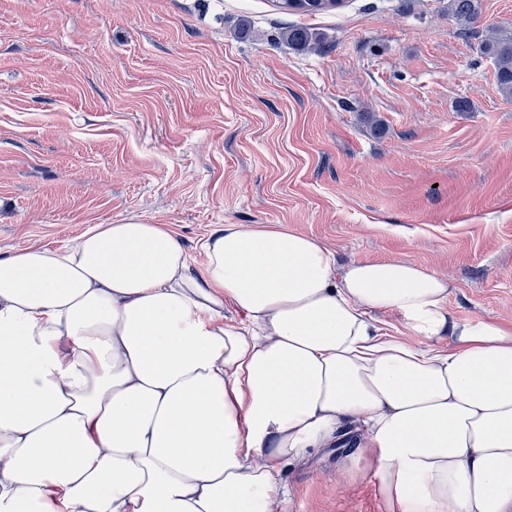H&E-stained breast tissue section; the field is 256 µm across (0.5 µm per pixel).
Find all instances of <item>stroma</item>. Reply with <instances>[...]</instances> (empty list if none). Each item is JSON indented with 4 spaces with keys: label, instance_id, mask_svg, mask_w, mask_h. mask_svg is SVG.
<instances>
[{
    "label": "stroma",
    "instance_id": "stroma-1",
    "mask_svg": "<svg viewBox=\"0 0 512 512\" xmlns=\"http://www.w3.org/2000/svg\"><path fill=\"white\" fill-rule=\"evenodd\" d=\"M481 4L468 38L448 0H0V254L135 219L199 263L217 228L279 224L512 321V98L477 52L512 0ZM360 449L284 463L290 512H385ZM341 0H279L277 7L288 14H317L334 10L340 6Z\"/></svg>",
    "mask_w": 512,
    "mask_h": 512
}]
</instances>
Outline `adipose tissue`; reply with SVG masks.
<instances>
[{
    "label": "adipose tissue",
    "mask_w": 512,
    "mask_h": 512,
    "mask_svg": "<svg viewBox=\"0 0 512 512\" xmlns=\"http://www.w3.org/2000/svg\"><path fill=\"white\" fill-rule=\"evenodd\" d=\"M201 249L131 220L0 257V512H288L281 465L349 424L387 512H512V323L278 224ZM382 323L384 331L392 338L399 339L411 344L420 345L423 340L419 336H411L399 322V317L393 312H379L375 315Z\"/></svg>",
    "instance_id": "1"
}]
</instances>
